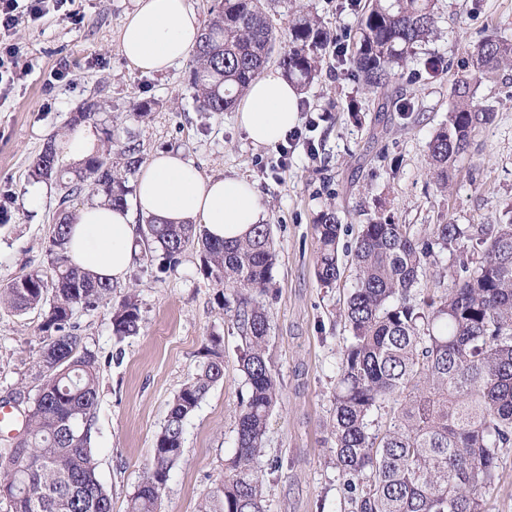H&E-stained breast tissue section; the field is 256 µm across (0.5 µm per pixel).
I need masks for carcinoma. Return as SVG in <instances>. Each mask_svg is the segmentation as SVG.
Returning <instances> with one entry per match:
<instances>
[{
    "label": "carcinoma",
    "instance_id": "1",
    "mask_svg": "<svg viewBox=\"0 0 512 512\" xmlns=\"http://www.w3.org/2000/svg\"><path fill=\"white\" fill-rule=\"evenodd\" d=\"M435 0H368L348 35L349 70L368 88H381L403 71L416 48L436 32ZM282 34L265 0H216L195 53L192 85L204 112H225L275 54ZM336 36L310 14L288 25V50L279 64L305 90L321 65V50ZM504 64L512 41L487 38L472 54V69L453 87L448 120L428 143L436 187L449 189L458 159L493 110L475 101L476 88ZM91 123L107 148L69 166L60 164L54 139L34 159L30 176L60 191L61 210L47 246L52 276L34 270L0 289V306L18 314L43 312L44 346L36 361L41 383L25 415L26 435L0 459V498L12 512H112L92 451L99 361L71 331L78 309L110 303L113 284L67 259L73 218L67 204L85 189L113 205L127 202L128 176L141 164L133 140L112 148V116L86 101L71 124ZM315 275L330 287L340 276L341 224L335 209L321 214ZM144 260L160 272L174 269L190 247L200 269L224 288L246 349L247 387L239 402L236 449L224 480L201 512H265L264 437L280 386L267 355L269 321L257 297L272 283L276 249L270 225L256 224L244 239L213 241L199 224L139 225ZM476 240L480 255L448 274V286L419 290L436 252ZM351 263L356 287L344 318L350 341L342 350L331 437L348 512H486L485 494L498 479L503 448L512 446V221L475 230L435 224L420 236L379 214L362 225ZM138 304L125 300L112 313L122 340L141 329ZM224 377L220 340L175 395L157 435L153 458L131 495L127 512H158L179 459L185 423ZM384 426L373 429V415Z\"/></svg>",
    "mask_w": 512,
    "mask_h": 512
}]
</instances>
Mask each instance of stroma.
I'll list each match as a JSON object with an SVG mask.
<instances>
[{
  "mask_svg": "<svg viewBox=\"0 0 512 512\" xmlns=\"http://www.w3.org/2000/svg\"><path fill=\"white\" fill-rule=\"evenodd\" d=\"M132 4L76 0L81 23L50 15L16 31L23 76L0 94V288L48 264L61 193L33 181L30 164L48 140L71 135L70 118L86 101H98L111 113L120 138L135 136L143 158L172 150L202 176L255 182L277 251L274 286L260 298L281 387L264 442V463H281L266 477L267 510L344 512L330 422L338 362L349 336L341 313L356 281L345 252L336 284L317 282V219L335 208L345 249L360 225L381 213L419 234L435 224L478 227L512 220V67L476 91L495 118L457 162L451 191L436 188L427 161L428 143L447 119L452 87L474 47L489 37L512 41V0H437L436 34L418 47L412 62L416 68L428 59L436 62L425 80L398 75L385 88L366 89L335 45L326 46L320 70L300 98L296 124L311 145L297 147L284 163L276 147L252 145L234 111H198L192 60L160 74L129 67L119 31ZM267 12L280 31L296 14L307 13L339 36L354 30L358 18L340 0H269ZM61 65L67 68L64 81L52 80ZM400 99L410 102V114L381 111L383 102ZM145 101L155 104L150 116L133 120L132 109ZM129 296L138 301L142 329L119 340L110 318ZM42 322L40 312L18 316L0 307V401L35 396ZM71 322L99 358L92 446L112 512H126L174 395L196 373L211 338H219L224 377L187 420L182 454L160 505V512H200L235 452L245 385L241 334L221 288L203 276L198 250L188 248L165 273L134 267L125 282L115 284L111 304L76 309Z\"/></svg>",
  "mask_w": 512,
  "mask_h": 512,
  "instance_id": "obj_1",
  "label": "stroma"
}]
</instances>
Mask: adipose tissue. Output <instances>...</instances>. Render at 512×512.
Instances as JSON below:
<instances>
[{"label": "adipose tissue", "mask_w": 512, "mask_h": 512, "mask_svg": "<svg viewBox=\"0 0 512 512\" xmlns=\"http://www.w3.org/2000/svg\"><path fill=\"white\" fill-rule=\"evenodd\" d=\"M201 21L188 0H134L120 42L129 65L163 73L187 59L197 45ZM294 86L265 70L235 107L238 125L256 146L279 143L298 120ZM201 224L210 238L234 240L265 218L256 185L236 176L202 177L182 154L156 152L140 168L132 207L94 201L74 212L67 244L69 260L104 280L126 281L135 250L134 218Z\"/></svg>", "instance_id": "obj_1"}]
</instances>
